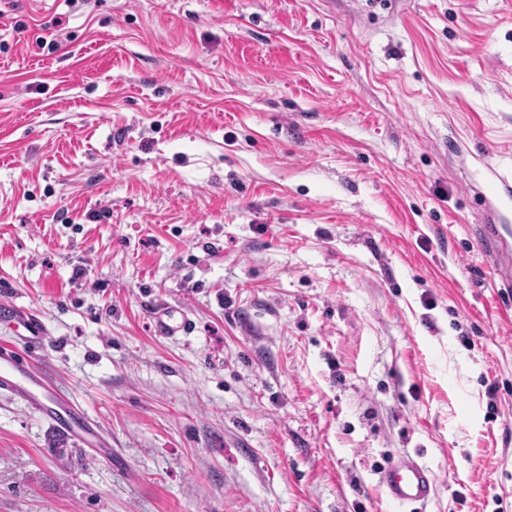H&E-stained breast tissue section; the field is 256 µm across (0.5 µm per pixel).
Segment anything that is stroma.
<instances>
[{
  "label": "stroma",
  "instance_id": "1",
  "mask_svg": "<svg viewBox=\"0 0 512 512\" xmlns=\"http://www.w3.org/2000/svg\"><path fill=\"white\" fill-rule=\"evenodd\" d=\"M0 11V300L112 436L62 469L0 395V512H415L378 482L404 452L426 512H512V277L478 232L512 225L481 191L512 181V0ZM153 321L161 334L174 336L190 328L187 312L182 308L161 305L154 312Z\"/></svg>",
  "mask_w": 512,
  "mask_h": 512
}]
</instances>
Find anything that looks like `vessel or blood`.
I'll use <instances>...</instances> for the list:
<instances>
[{
  "mask_svg": "<svg viewBox=\"0 0 512 512\" xmlns=\"http://www.w3.org/2000/svg\"><path fill=\"white\" fill-rule=\"evenodd\" d=\"M0 314L17 320L25 330L20 343L0 345V392L25 401L43 416L58 454L69 458L79 452L111 461V436L34 368L33 355L46 338L43 323L29 309L14 302L1 307ZM153 321L158 331L168 336L190 328L185 310L165 305L157 307ZM380 483L387 497L400 505L429 501L436 489L433 472L409 455L400 456L385 468Z\"/></svg>",
  "mask_w": 512,
  "mask_h": 512,
  "instance_id": "vessel-or-blood-1",
  "label": "vessel or blood"
}]
</instances>
